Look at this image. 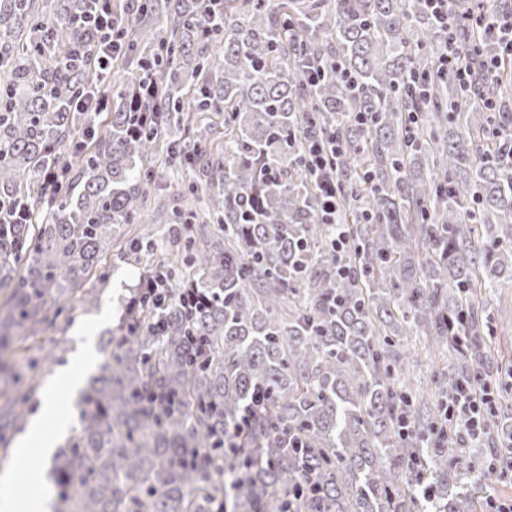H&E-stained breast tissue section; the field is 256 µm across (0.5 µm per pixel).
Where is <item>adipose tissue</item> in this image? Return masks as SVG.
<instances>
[{
    "label": "adipose tissue",
    "instance_id": "obj_1",
    "mask_svg": "<svg viewBox=\"0 0 512 512\" xmlns=\"http://www.w3.org/2000/svg\"><path fill=\"white\" fill-rule=\"evenodd\" d=\"M83 379L82 368L69 367L58 373L53 386H50L42 397L39 416L32 423L26 436L20 441L17 448L19 461L29 462L31 455H39L42 459H49L53 452V442L43 434L45 422H52L55 430H64L68 421L58 409V389L78 387ZM32 491L26 507H19L12 493L10 476L0 477V512H50L51 502L48 495L46 471L42 468L30 466L28 469Z\"/></svg>",
    "mask_w": 512,
    "mask_h": 512
}]
</instances>
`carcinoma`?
I'll return each mask as SVG.
<instances>
[{
    "label": "carcinoma",
    "mask_w": 512,
    "mask_h": 512,
    "mask_svg": "<svg viewBox=\"0 0 512 512\" xmlns=\"http://www.w3.org/2000/svg\"><path fill=\"white\" fill-rule=\"evenodd\" d=\"M78 7L0 0V201L28 217L0 229V353L57 324L115 225L144 226L136 250L157 251L151 159L186 113H224V156L199 169L206 220L188 210L147 270L165 302L142 283L122 341L99 348L53 461V512H477L459 490L464 436L423 444L438 409L415 392L405 339L458 354L432 373L441 396L494 359L476 301L512 283V59L463 92L423 0H222L213 18L201 0H146L123 54L136 70L87 152L92 119L73 105L107 71L92 51L74 59L95 41L72 26ZM477 9L448 32L493 54L467 32ZM143 79L156 112L138 125ZM310 132L342 140L345 252L302 163ZM41 366L0 396V445L26 425Z\"/></svg>",
    "instance_id": "carcinoma-1"
}]
</instances>
